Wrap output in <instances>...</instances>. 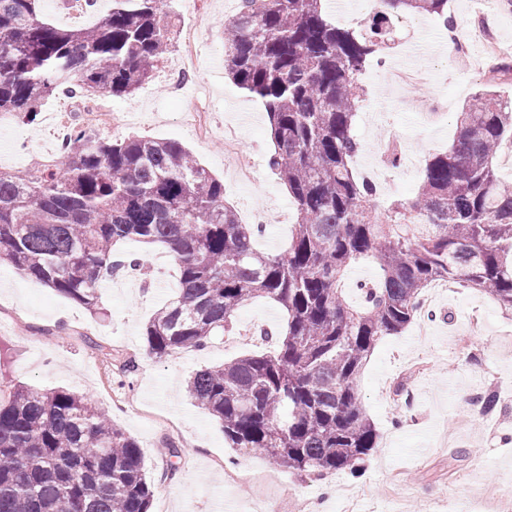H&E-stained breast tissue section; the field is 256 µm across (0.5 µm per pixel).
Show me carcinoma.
Segmentation results:
<instances>
[{"label":"carcinoma","mask_w":512,"mask_h":512,"mask_svg":"<svg viewBox=\"0 0 512 512\" xmlns=\"http://www.w3.org/2000/svg\"><path fill=\"white\" fill-rule=\"evenodd\" d=\"M39 2L0 0V112L33 122L58 91L130 95L170 48L163 0H112L81 29L46 21ZM383 2L358 36L333 25L321 0H241L224 21L225 72L261 100L269 166L296 205L282 253L254 249L261 227L241 223L224 182L178 142L110 143L80 129L62 147L65 166L0 171V261L90 312L108 277L141 266L116 256L118 242L173 246L180 292L144 328L158 359L205 347L252 298L276 301L287 325L274 353L202 369L186 392L230 447L315 478L361 473L378 433L358 379L377 341L420 315L425 288L452 280L512 309V183L494 164L512 141V103L491 88L475 94L416 199L379 218L374 183L351 167L359 77L388 49L394 20L425 12L456 28L448 0ZM369 257L381 273L354 306L342 284ZM476 405L491 414L499 396ZM151 496L140 445L89 398L20 385L0 401V512H149Z\"/></svg>","instance_id":"carcinoma-1"}]
</instances>
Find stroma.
<instances>
[{"mask_svg": "<svg viewBox=\"0 0 512 512\" xmlns=\"http://www.w3.org/2000/svg\"><path fill=\"white\" fill-rule=\"evenodd\" d=\"M239 0H201L198 11L184 0H166L174 26L170 51L151 79L133 94L104 101L121 119L92 128L105 141L145 137L176 141L206 169L224 181V200L242 223L273 207L294 212L285 185L268 167L274 151L267 114L224 72L225 19ZM201 30L198 61L187 79L174 85L172 70L182 42ZM448 32L434 16L403 15L391 64L407 63L431 71L423 85L397 87L376 62L360 77L364 96L353 132L361 148L353 169L376 185L379 202L414 200L427 160L448 151L457 117L470 97L489 82L488 72L456 65L448 55ZM445 105L436 119L402 109V98ZM205 104L211 134L193 136L183 115L194 103ZM82 99L57 93L43 105L35 122L0 112V170L24 171L50 160L64 163L57 114L67 110V126H83ZM238 132V146L254 160L252 180L238 181L224 152V130ZM399 132L413 163L395 169L380 159L385 136ZM117 252L141 257L138 278L108 281L96 312L0 262V399L14 387H62L90 397L141 447L144 468L154 486L150 512H490L488 490L512 487V310L486 291L462 285L434 299L429 332L416 324L382 337L359 379V394L378 439L355 479L336 471L315 480L288 465L253 452L240 453L224 440L220 422L186 397L184 384L197 370L249 353L274 351V343L225 348L246 323L255 321L277 333L286 325L281 307L252 299L238 310L225 332L205 349H185L158 359L143 336L147 321L179 291V273L170 252L126 240ZM496 391L501 410L482 415L471 398Z\"/></svg>", "mask_w": 512, "mask_h": 512, "instance_id": "35a3bbf8", "label": "stroma"}]
</instances>
